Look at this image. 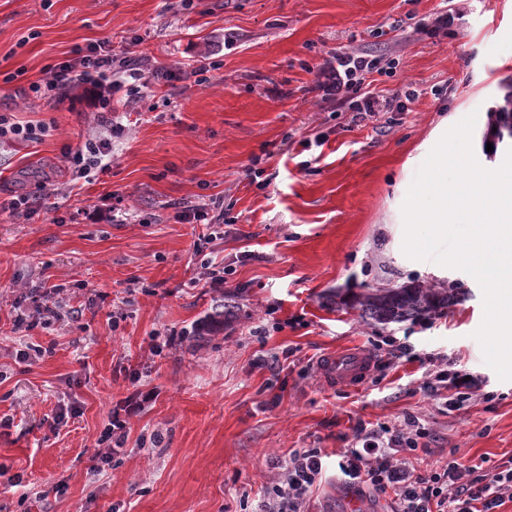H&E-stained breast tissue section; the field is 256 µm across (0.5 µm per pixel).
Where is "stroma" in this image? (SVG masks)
<instances>
[{
	"mask_svg": "<svg viewBox=\"0 0 512 512\" xmlns=\"http://www.w3.org/2000/svg\"><path fill=\"white\" fill-rule=\"evenodd\" d=\"M446 11L453 27L428 36ZM103 40L174 78L148 80L109 164L77 181L66 153L102 134L98 116L29 85ZM339 50L398 58L394 77L368 80L418 98L353 121L314 87ZM510 90L512 0H0V113L50 128L0 144V512H254L303 448L324 455L309 512H397L393 493L341 482L338 461L356 427L408 414L430 433L425 465L511 460L512 381L474 337L481 288L408 258L401 218L419 167L467 115L480 165L503 163L512 139L494 129ZM20 195L33 215L13 212ZM211 202L223 223L183 220ZM207 260L232 266L227 283L211 284ZM415 280L464 293L389 324L349 303ZM220 303L224 324L191 345ZM385 337L402 357L360 387L323 384L322 356L374 355ZM433 356L480 376L493 401L448 411L423 390ZM114 419L127 437L104 464Z\"/></svg>",
	"mask_w": 512,
	"mask_h": 512,
	"instance_id": "1",
	"label": "stroma"
}]
</instances>
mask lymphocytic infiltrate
Segmentation results:
<instances>
[{
	"instance_id": "obj_1",
	"label": "lymphocytic infiltrate",
	"mask_w": 512,
	"mask_h": 512,
	"mask_svg": "<svg viewBox=\"0 0 512 512\" xmlns=\"http://www.w3.org/2000/svg\"><path fill=\"white\" fill-rule=\"evenodd\" d=\"M398 66L394 57L367 52L336 54L318 66L315 84L323 100L347 106L359 119L384 110L401 112L407 102L413 101V92L382 98L366 83L373 73L394 76ZM150 76L161 79L165 73L156 69L145 74L125 54L101 43L89 45L73 60L56 65L48 82L30 84V91L38 96L53 90L80 89L81 99L103 116L109 137L88 142L68 155L74 178H90L101 168L110 152L111 136L121 132L120 123L111 118L115 110L113 94L123 89L137 90ZM429 387L436 392L447 391L448 408L454 411L477 397L481 383L478 378L467 379L441 368L435 371ZM427 436L426 429L413 417L370 432L357 429L355 447L346 449L338 463L346 485L393 491L401 512H497L512 502V465L496 467L489 473L452 460L440 468L418 470L411 457L425 449ZM322 475L320 449L293 451L277 482L261 496L257 512H306L307 500Z\"/></svg>"
}]
</instances>
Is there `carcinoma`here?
Segmentation results:
<instances>
[{"mask_svg":"<svg viewBox=\"0 0 512 512\" xmlns=\"http://www.w3.org/2000/svg\"><path fill=\"white\" fill-rule=\"evenodd\" d=\"M496 128L498 136L506 132L512 137V91L505 96V105L499 110ZM458 290L456 283H450L446 288H435L424 283L400 288H373L354 299L352 306L361 311L364 319L375 323L403 322L437 313L454 302Z\"/></svg>","mask_w":512,"mask_h":512,"instance_id":"obj_1","label":"carcinoma"}]
</instances>
